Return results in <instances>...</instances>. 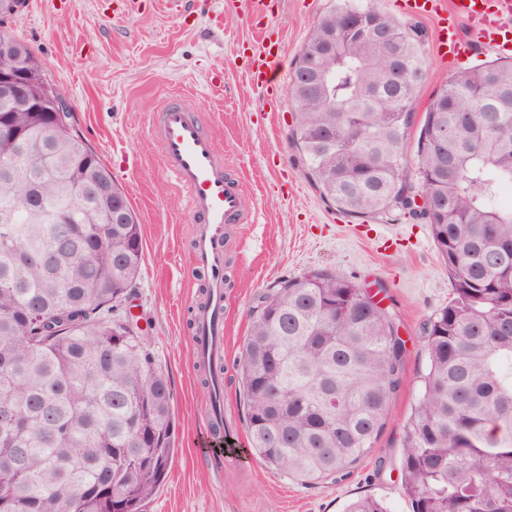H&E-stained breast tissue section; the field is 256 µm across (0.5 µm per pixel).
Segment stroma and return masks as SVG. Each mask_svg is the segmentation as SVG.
Segmentation results:
<instances>
[{
  "mask_svg": "<svg viewBox=\"0 0 512 512\" xmlns=\"http://www.w3.org/2000/svg\"><path fill=\"white\" fill-rule=\"evenodd\" d=\"M380 11L414 21L425 35L428 71L415 93L405 160L415 177L417 138L428 105L456 72L495 59L483 45L461 61L437 51L436 26L410 17L401 0H371ZM334 0H276L264 21L284 74ZM27 43L47 77L67 96L75 126L110 168L141 224L144 263L131 312L170 376L177 452L144 512H343L357 497L383 499L390 512H411L400 479L403 428L428 367L422 326L447 306L453 285L429 225L395 210L350 218L329 206L306 178L289 141L294 108L280 86L278 110L248 77L257 34L245 0H25L6 21ZM222 68L224 84L208 75ZM189 93L213 134L224 170L241 176L249 223L227 242L224 275V419L221 466L201 458L209 405L197 370L189 321L200 282L191 256L195 221L184 194L161 166L153 130L159 105ZM329 270L362 286H383L382 305L408 350L407 380L390 403L370 452L342 481L305 484L253 458L236 357L259 295L284 279Z\"/></svg>",
  "mask_w": 512,
  "mask_h": 512,
  "instance_id": "stroma-1",
  "label": "stroma"
}]
</instances>
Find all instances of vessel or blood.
Wrapping results in <instances>:
<instances>
[{"instance_id": "b4317fda", "label": "vessel or blood", "mask_w": 512, "mask_h": 512, "mask_svg": "<svg viewBox=\"0 0 512 512\" xmlns=\"http://www.w3.org/2000/svg\"><path fill=\"white\" fill-rule=\"evenodd\" d=\"M415 15L437 19L441 56L456 57L471 43L512 51V0H406ZM273 43L260 42L251 69L258 84L269 85ZM189 97L175 94L158 109L161 159L200 222L192 239V259L208 278L209 299L197 309L192 343L203 361L224 357V242L233 225L248 220L241 179L225 175L213 136L194 115Z\"/></svg>"}]
</instances>
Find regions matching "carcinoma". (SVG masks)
I'll list each match as a JSON object with an SVG mask.
<instances>
[{"label":"carcinoma","instance_id":"obj_1","mask_svg":"<svg viewBox=\"0 0 512 512\" xmlns=\"http://www.w3.org/2000/svg\"><path fill=\"white\" fill-rule=\"evenodd\" d=\"M0 69L27 64L54 89L32 49L4 29ZM374 13L366 36L327 66L312 50L341 20ZM397 41L409 73L388 82L378 38ZM428 59L422 32L359 0H338L302 45L289 86L291 141L328 204L352 217L393 210L430 225L453 284L423 325L428 369L402 437L400 472L412 512H512V64L454 74L430 103L416 169L443 202L408 210L404 140ZM43 117L20 150L0 139V512H143L176 448L173 391L138 325L123 310L144 262L141 225L72 112ZM447 139V150L434 145ZM39 183L26 203L8 170ZM112 188L104 197L103 185ZM86 218L69 224L71 191ZM375 295L312 270L259 297L236 367L246 428L259 459L304 483L342 480L368 453L405 383V341ZM208 402L221 370L199 366ZM346 512H389L367 495Z\"/></svg>","mask_w":512,"mask_h":512}]
</instances>
